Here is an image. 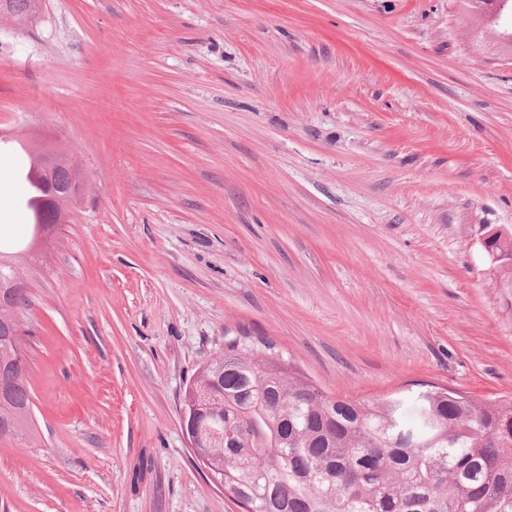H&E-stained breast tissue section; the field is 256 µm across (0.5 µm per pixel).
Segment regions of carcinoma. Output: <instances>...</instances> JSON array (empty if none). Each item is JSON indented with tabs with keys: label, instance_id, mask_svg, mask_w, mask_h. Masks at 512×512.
Masks as SVG:
<instances>
[{
	"label": "carcinoma",
	"instance_id": "obj_1",
	"mask_svg": "<svg viewBox=\"0 0 512 512\" xmlns=\"http://www.w3.org/2000/svg\"><path fill=\"white\" fill-rule=\"evenodd\" d=\"M477 50L512 55V29L498 25L497 0H461ZM40 203L42 230L54 232L69 205ZM489 246L502 255L512 294V230ZM31 247L0 250V437L36 439L19 316L30 309L17 287ZM214 398L194 414L192 390ZM207 444L213 474L255 512H512V400L477 401L425 389L411 400L368 401L324 391L264 336H235L202 365L184 395ZM402 429L418 435L412 445Z\"/></svg>",
	"mask_w": 512,
	"mask_h": 512
}]
</instances>
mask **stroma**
Wrapping results in <instances>:
<instances>
[{"label":"stroma","instance_id":"35a3bbf8","mask_svg":"<svg viewBox=\"0 0 512 512\" xmlns=\"http://www.w3.org/2000/svg\"><path fill=\"white\" fill-rule=\"evenodd\" d=\"M0 130L86 187L22 268L41 443L0 438V512H240L181 411L243 332L335 396L512 398V60L457 0H46L0 20ZM508 230V229H507ZM509 236L508 237H500V236H494L490 242L489 246L492 248L493 251H495L497 254H501L502 258L495 263V265L500 264L504 262V268L501 272V278L503 280L505 294L508 296L509 299H511V292H512V265H511V272H508V268L510 267L508 261L511 260L512 256V230H508Z\"/></svg>","mask_w":512,"mask_h":512}]
</instances>
